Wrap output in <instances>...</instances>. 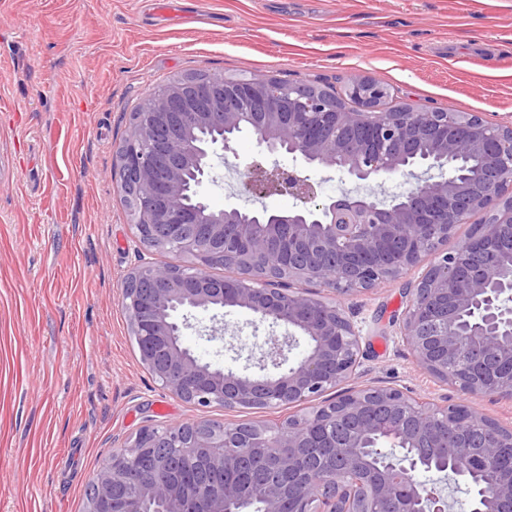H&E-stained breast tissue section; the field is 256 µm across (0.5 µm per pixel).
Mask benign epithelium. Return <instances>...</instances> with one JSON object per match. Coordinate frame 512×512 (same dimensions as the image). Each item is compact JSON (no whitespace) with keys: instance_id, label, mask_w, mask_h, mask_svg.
Wrapping results in <instances>:
<instances>
[{"instance_id":"1","label":"benign epithelium","mask_w":512,"mask_h":512,"mask_svg":"<svg viewBox=\"0 0 512 512\" xmlns=\"http://www.w3.org/2000/svg\"><path fill=\"white\" fill-rule=\"evenodd\" d=\"M178 76L132 113L117 160L135 237L180 261L144 262L124 279L122 305L145 368L173 395L198 406L306 407L275 425L217 427L208 419L146 426L104 459L91 480L85 512H448V497L418 479L435 470L438 449L470 478L474 454L496 458L471 512H512V427L468 406L421 402L398 390L361 386L324 400L360 366L361 337L340 298L377 289L431 257L408 290L400 336L417 365L472 397L512 399V125L467 112L382 110L379 82L354 78L344 99L294 90L269 76L219 77L198 89ZM257 124L260 145L304 164L372 182L408 173L424 143L440 177L389 204L370 196L318 198L296 171L257 164L241 173L245 190L288 194V212L216 210L200 195L217 150L233 151L227 132ZM218 132L206 144L195 130ZM483 159L482 185L458 180L454 163ZM481 213L476 231L450 252L454 229ZM239 267L215 279V262ZM316 280L339 300L286 287ZM234 308L254 325L287 327L260 347L262 375L202 361L182 341L192 312ZM305 342L302 357L288 353ZM474 421L490 436L471 433ZM200 458L198 479H171L176 462Z\"/></svg>"}]
</instances>
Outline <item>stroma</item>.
<instances>
[{"mask_svg": "<svg viewBox=\"0 0 512 512\" xmlns=\"http://www.w3.org/2000/svg\"><path fill=\"white\" fill-rule=\"evenodd\" d=\"M264 74L342 92L359 74L390 101L474 112L512 123V0H0V512H83L93 474L148 425L208 418L273 424L291 408H202L162 388L142 365L121 305L140 260L116 152L153 87L191 73ZM293 167L254 135L216 160L201 189L212 208L288 211L289 196L225 190L226 164ZM319 196L373 189L392 199L415 185L394 175L362 185L303 167ZM356 293L343 307L364 359L351 386L394 387L424 401L448 397L512 425V400L466 398L420 369L399 333L407 283ZM185 345L214 366L245 371L256 337L231 309L233 348L207 340L199 311Z\"/></svg>", "mask_w": 512, "mask_h": 512, "instance_id": "stroma-1", "label": "stroma"}]
</instances>
